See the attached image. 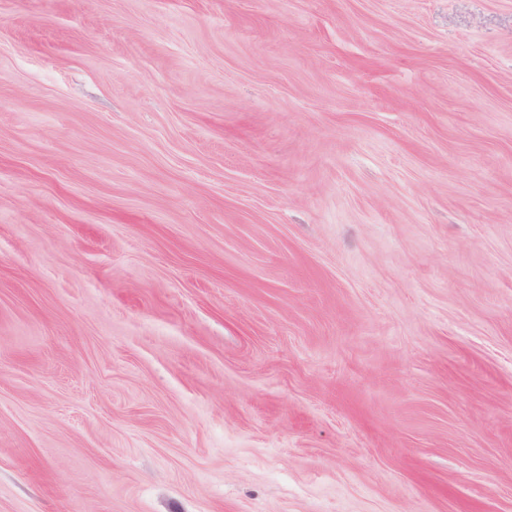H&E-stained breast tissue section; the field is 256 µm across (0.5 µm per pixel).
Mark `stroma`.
Returning a JSON list of instances; mask_svg holds the SVG:
<instances>
[{
    "label": "stroma",
    "instance_id": "1",
    "mask_svg": "<svg viewBox=\"0 0 512 512\" xmlns=\"http://www.w3.org/2000/svg\"><path fill=\"white\" fill-rule=\"evenodd\" d=\"M0 512H512V0H0Z\"/></svg>",
    "mask_w": 512,
    "mask_h": 512
}]
</instances>
